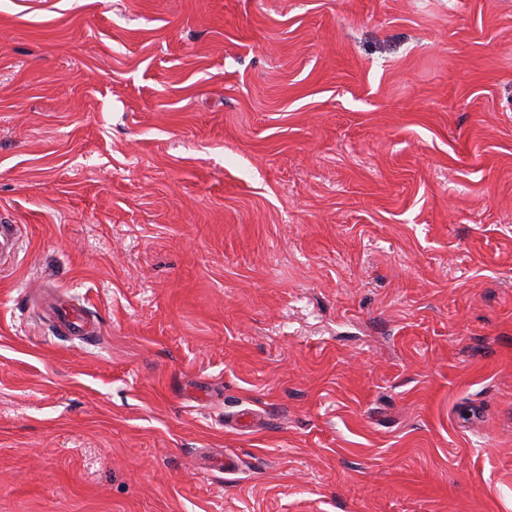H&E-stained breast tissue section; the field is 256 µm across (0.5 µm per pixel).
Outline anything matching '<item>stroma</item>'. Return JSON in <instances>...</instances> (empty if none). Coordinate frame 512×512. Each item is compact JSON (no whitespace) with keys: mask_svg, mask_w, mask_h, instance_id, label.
I'll list each match as a JSON object with an SVG mask.
<instances>
[{"mask_svg":"<svg viewBox=\"0 0 512 512\" xmlns=\"http://www.w3.org/2000/svg\"><path fill=\"white\" fill-rule=\"evenodd\" d=\"M0 224V512H512V0H0ZM63 312L66 318L63 321V325L70 333H77L80 336H87L88 338H92L96 335V330L88 327L86 316L80 313L76 308H65Z\"/></svg>","mask_w":512,"mask_h":512,"instance_id":"stroma-1","label":"stroma"}]
</instances>
